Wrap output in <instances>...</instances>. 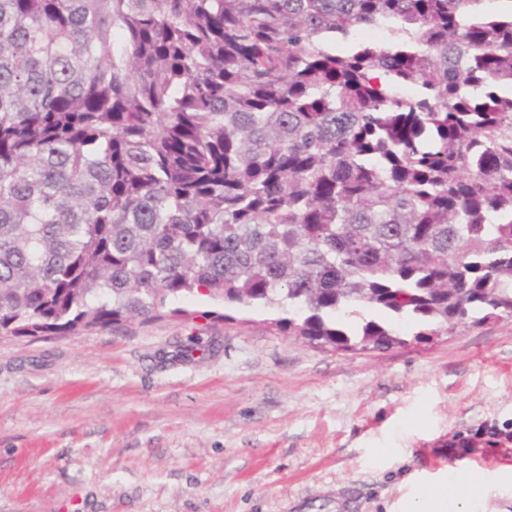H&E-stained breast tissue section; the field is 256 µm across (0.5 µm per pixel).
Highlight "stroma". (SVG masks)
I'll return each mask as SVG.
<instances>
[{"mask_svg":"<svg viewBox=\"0 0 512 512\" xmlns=\"http://www.w3.org/2000/svg\"><path fill=\"white\" fill-rule=\"evenodd\" d=\"M177 306L0 336V512H405L495 454L476 512H512V321L332 351Z\"/></svg>","mask_w":512,"mask_h":512,"instance_id":"1","label":"stroma"}]
</instances>
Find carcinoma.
I'll return each mask as SVG.
<instances>
[{
	"label": "carcinoma",
	"instance_id": "obj_1",
	"mask_svg": "<svg viewBox=\"0 0 512 512\" xmlns=\"http://www.w3.org/2000/svg\"><path fill=\"white\" fill-rule=\"evenodd\" d=\"M202 292L334 351L512 319V0H0V335Z\"/></svg>",
	"mask_w": 512,
	"mask_h": 512
}]
</instances>
